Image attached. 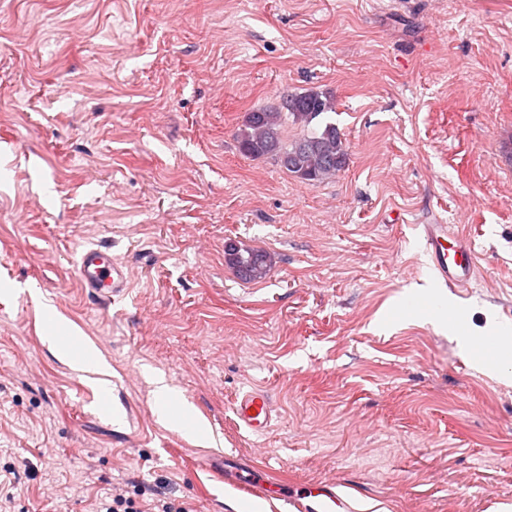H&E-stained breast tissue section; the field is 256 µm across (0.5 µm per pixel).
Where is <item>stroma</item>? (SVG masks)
<instances>
[{
    "mask_svg": "<svg viewBox=\"0 0 512 512\" xmlns=\"http://www.w3.org/2000/svg\"><path fill=\"white\" fill-rule=\"evenodd\" d=\"M334 95L349 164L315 184L238 149L246 114ZM467 234L470 333L512 326V0H0V501L95 512L112 486L240 512L225 456L376 512L512 506V382L428 292L418 227ZM104 243L128 292L76 275ZM267 251L242 279L227 244ZM74 329L112 402L46 338ZM206 436L161 424L146 373ZM258 387L267 432L233 405Z\"/></svg>",
    "mask_w": 512,
    "mask_h": 512,
    "instance_id": "1",
    "label": "stroma"
}]
</instances>
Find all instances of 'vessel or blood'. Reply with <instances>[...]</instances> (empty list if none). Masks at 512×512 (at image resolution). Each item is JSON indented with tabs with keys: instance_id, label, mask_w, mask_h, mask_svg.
<instances>
[{
	"instance_id": "vessel-or-blood-1",
	"label": "vessel or blood",
	"mask_w": 512,
	"mask_h": 512,
	"mask_svg": "<svg viewBox=\"0 0 512 512\" xmlns=\"http://www.w3.org/2000/svg\"><path fill=\"white\" fill-rule=\"evenodd\" d=\"M421 240L440 282L453 288L470 285L477 266L474 248L464 235L448 224H426L421 229ZM77 274L83 287L100 300H111L129 286L124 264L113 258L105 247L83 250L77 262ZM234 411L239 422L252 433H264L271 425L273 408L265 391L244 392L237 397ZM234 482L249 495L268 504L289 501L293 512H354L345 496L332 485L316 484L306 488L301 497L286 499L283 483L251 464L238 468Z\"/></svg>"
}]
</instances>
